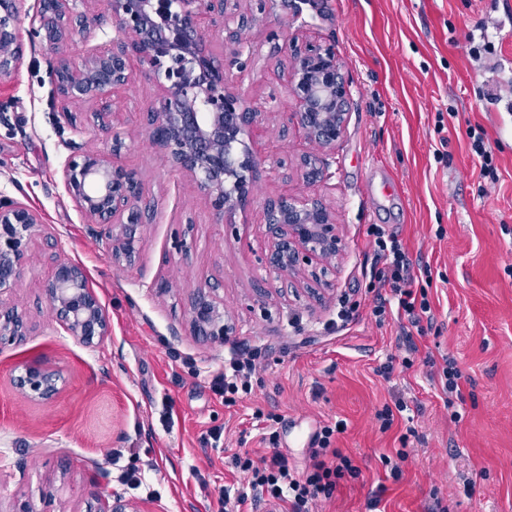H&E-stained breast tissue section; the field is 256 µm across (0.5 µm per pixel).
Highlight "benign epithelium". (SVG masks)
<instances>
[{
    "mask_svg": "<svg viewBox=\"0 0 512 512\" xmlns=\"http://www.w3.org/2000/svg\"><path fill=\"white\" fill-rule=\"evenodd\" d=\"M23 0H0V75L16 70L23 59L17 25ZM70 0H39L26 13L29 32L55 48L71 36L72 21L87 27L83 16L70 14ZM115 45L89 53L79 61L58 59L49 75L62 98L60 114L75 121L67 103L96 100L114 88L133 82L130 57L147 66L161 91L157 111L150 114L146 135L174 168L190 175L219 220L246 206L253 196L250 173L257 165L245 137L265 119L236 89L224 64L218 62L212 41L201 31L198 18L211 14L222 30L245 48L240 29L229 24L242 0H111ZM286 93L296 105L290 120L302 130L317 155H305V179L321 182L329 164L325 155L336 146L348 119L347 86L336 52L320 45L292 48ZM67 193L82 213L101 226L116 261L130 262L136 253L134 228L140 217L137 175L106 155L73 147L63 168ZM272 241L270 264L279 276L293 274L303 264L334 259L341 250L336 215L320 197L291 195L265 207ZM42 231L39 215L26 205L0 200V294L19 281L28 252ZM46 293L52 312L70 335L84 344L109 335L104 309L87 285L83 268L57 259ZM188 325L196 336L224 338L231 326L224 300L207 284L197 286L188 302ZM27 324L12 310H0V346L26 335ZM60 375L39 361L23 366L14 384L36 401H50L59 391Z\"/></svg>",
    "mask_w": 512,
    "mask_h": 512,
    "instance_id": "7a95c632",
    "label": "benign epithelium"
}]
</instances>
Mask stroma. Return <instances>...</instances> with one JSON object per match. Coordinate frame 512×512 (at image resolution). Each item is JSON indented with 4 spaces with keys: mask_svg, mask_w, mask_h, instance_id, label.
I'll list each match as a JSON object with an SVG mask.
<instances>
[{
    "mask_svg": "<svg viewBox=\"0 0 512 512\" xmlns=\"http://www.w3.org/2000/svg\"><path fill=\"white\" fill-rule=\"evenodd\" d=\"M75 12L97 23L74 30L61 55L111 47L109 0H77ZM266 13L242 31L248 54L200 20L241 95L271 115L251 134L254 198L228 225L147 139L146 114L159 100L147 68L137 67L130 87L71 102L76 124L55 123L52 54L20 24L23 60L0 77L10 116L0 125V197L36 211L43 227L20 281L0 294L29 326L0 347V512H106L117 496L141 512H213L222 486L247 484L234 454L258 461L277 450L302 471L311 435L339 421L333 446L362 475L341 481L316 512H369L374 499L380 512H428L437 497L448 512H512V111L492 104L512 87V21L501 0H268ZM287 36L333 48L350 89L322 183L299 170L310 147L287 118ZM473 128L491 144L497 182L471 153ZM116 137L125 147L114 161L136 171L141 187L136 254L123 265L62 175L70 145L113 153ZM287 194L323 197L343 249L331 263L277 277L263 209ZM372 224L403 240L415 285L428 292L434 321L424 334L404 315L380 325L371 316L367 285L381 265ZM59 256L83 267L102 304V342L85 345L56 320L45 283ZM161 281L170 285L163 295ZM205 282L234 324L221 340L187 324L189 297ZM351 304L355 315L339 322ZM243 349L262 366L251 394L228 405L217 379ZM448 358L461 373L451 406L440 379ZM34 360L62 377L50 401L13 382ZM388 361L385 377L378 369ZM399 401L405 411L381 430L378 412ZM401 449L395 478L385 460Z\"/></svg>",
    "mask_w": 512,
    "mask_h": 512,
    "instance_id": "35a3bbf8",
    "label": "stroma"
}]
</instances>
